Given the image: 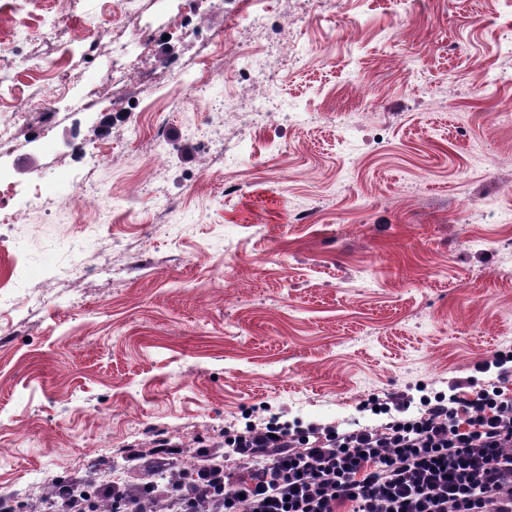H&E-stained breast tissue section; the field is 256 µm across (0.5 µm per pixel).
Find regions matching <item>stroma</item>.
Wrapping results in <instances>:
<instances>
[{"mask_svg": "<svg viewBox=\"0 0 512 512\" xmlns=\"http://www.w3.org/2000/svg\"><path fill=\"white\" fill-rule=\"evenodd\" d=\"M194 5L197 37L176 29L172 0H148L125 34L152 25L156 55L203 66L245 47L210 37L245 27L248 0ZM46 6L73 38L99 35L106 73L119 0ZM300 25L313 50L276 98L322 119L257 129L233 176L198 134L223 138L224 98L242 83L199 92L167 71L156 83L185 110L150 92L130 119L68 113L49 150L35 119L0 150L17 181L8 207L24 213L0 274L20 265L35 289L0 311V497L38 502L37 482L59 475L102 485L104 463L161 437L220 455L225 430L250 423H382L363 408L371 395L496 381L474 367L512 351V123L496 118L512 106V0H342ZM157 123L163 168L145 148ZM93 146L104 161L85 155ZM63 176L118 210L94 223L65 195L26 210L30 185L52 192ZM134 178L165 187L174 228L155 223L151 196L127 200ZM302 210L309 222L294 223Z\"/></svg>", "mask_w": 512, "mask_h": 512, "instance_id": "35a3bbf8", "label": "stroma"}]
</instances>
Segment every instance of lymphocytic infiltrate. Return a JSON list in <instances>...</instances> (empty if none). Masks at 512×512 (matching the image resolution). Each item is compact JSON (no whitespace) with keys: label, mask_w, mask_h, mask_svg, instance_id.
Masks as SVG:
<instances>
[{"label":"lymphocytic infiltrate","mask_w":512,"mask_h":512,"mask_svg":"<svg viewBox=\"0 0 512 512\" xmlns=\"http://www.w3.org/2000/svg\"><path fill=\"white\" fill-rule=\"evenodd\" d=\"M500 384L455 381L449 395L395 413L378 426L303 429L250 424L224 433L239 468L205 456L198 493H179L174 512H512V354L477 364Z\"/></svg>","instance_id":"f902f5d3"}]
</instances>
